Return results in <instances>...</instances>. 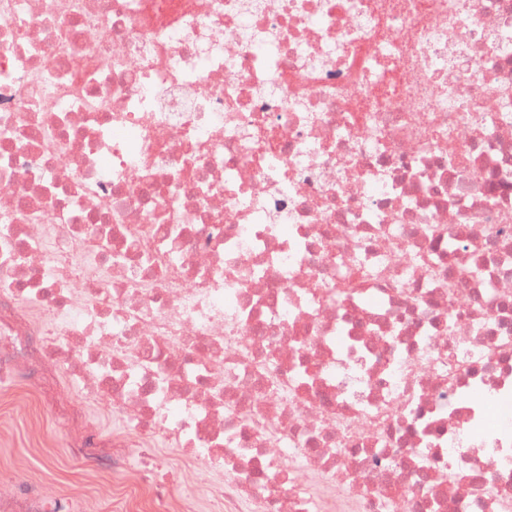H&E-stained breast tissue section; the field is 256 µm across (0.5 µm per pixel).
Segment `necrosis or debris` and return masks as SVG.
I'll use <instances>...</instances> for the list:
<instances>
[{"label":"necrosis or debris","mask_w":512,"mask_h":512,"mask_svg":"<svg viewBox=\"0 0 512 512\" xmlns=\"http://www.w3.org/2000/svg\"><path fill=\"white\" fill-rule=\"evenodd\" d=\"M19 376L135 489L0 512H512V0H0Z\"/></svg>","instance_id":"necrosis-or-debris-1"}]
</instances>
